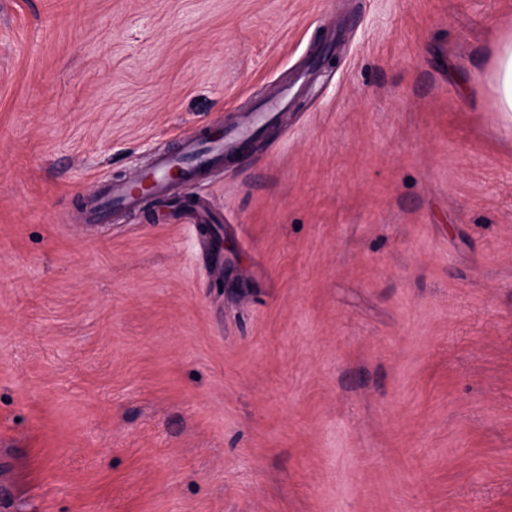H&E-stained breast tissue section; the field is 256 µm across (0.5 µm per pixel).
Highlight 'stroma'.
<instances>
[{"label":"stroma","instance_id":"1","mask_svg":"<svg viewBox=\"0 0 512 512\" xmlns=\"http://www.w3.org/2000/svg\"><path fill=\"white\" fill-rule=\"evenodd\" d=\"M512 0H0V512H512ZM169 201L87 196L185 135ZM488 83L494 93L498 118L512 127V31L504 32L488 50ZM288 95L289 89L284 87L273 100L259 105L246 121L225 133L222 129L208 138L188 137L177 152L156 155L151 168L143 174L150 180L155 198L169 195L168 175L172 170L182 169L189 176L188 182L198 180L224 160L225 148L240 145L258 135L288 104ZM142 201L131 194L123 184L114 183L106 185L101 191L92 194L86 201V214L91 224H101L103 215L113 208L122 210H136Z\"/></svg>","mask_w":512,"mask_h":512}]
</instances>
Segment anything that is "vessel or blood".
Listing matches in <instances>:
<instances>
[{
	"instance_id": "b4317fda",
	"label": "vessel or blood",
	"mask_w": 512,
	"mask_h": 512,
	"mask_svg": "<svg viewBox=\"0 0 512 512\" xmlns=\"http://www.w3.org/2000/svg\"><path fill=\"white\" fill-rule=\"evenodd\" d=\"M288 95V89H281L273 100L259 105L241 124L227 131L217 132L215 136L208 138H185L180 150L156 155L150 169L145 173L152 184L155 198L168 196V175L172 170H183L190 180H198L222 162L226 149L247 142L258 135L287 105ZM141 204V199L131 194L125 185L111 183L88 197L86 214L89 223L99 224L102 223L104 214L111 209L135 210L140 208Z\"/></svg>"
}]
</instances>
